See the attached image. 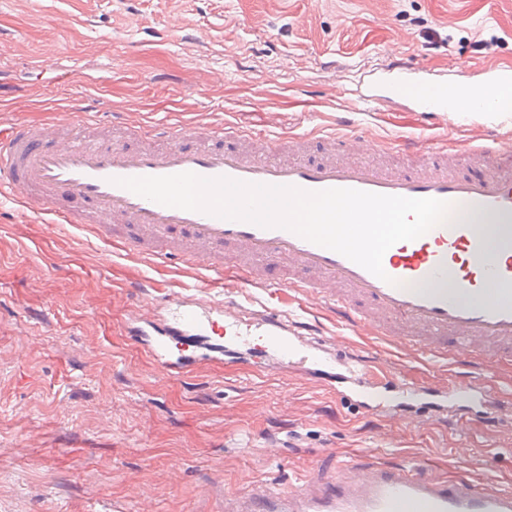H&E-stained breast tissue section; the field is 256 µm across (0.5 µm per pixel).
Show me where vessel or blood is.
Here are the masks:
<instances>
[{"label": "vessel or blood", "mask_w": 512, "mask_h": 512, "mask_svg": "<svg viewBox=\"0 0 512 512\" xmlns=\"http://www.w3.org/2000/svg\"><path fill=\"white\" fill-rule=\"evenodd\" d=\"M105 102L77 100L66 119L71 126L106 111ZM55 125L37 129L18 124L0 129V194L20 198L32 212L50 214L56 227H77L105 245L118 244L170 271L197 270L193 294L175 283L139 275L127 281L129 294L164 288V328L188 336L218 328L232 312L211 296V284L227 281L247 291L264 287L272 301L259 316L261 341L277 354L301 362L318 360L320 344L288 324L275 297L306 295L336 308L353 326L376 336H396L427 347L437 358L477 350L512 362V256L497 258L485 249L481 227L496 224L505 247H512V150L498 141L437 152L421 163L427 149L410 138L397 151L405 167L348 160L359 138L330 132L335 152L317 163L268 160L270 140L245 131V149L218 147L224 127H185L153 123L144 145L130 151L115 144L76 140L53 146ZM193 172L226 176L308 191L349 188L383 195L432 198L467 211L461 222H443L425 235L389 248L379 279L345 256L282 228L221 219L206 213L160 205L118 186L121 178ZM287 262L288 274L268 273ZM160 371H183V354L170 344L147 340ZM342 399L371 406V390L400 388L430 399L428 388L396 375L393 367L367 360L343 362ZM451 396L479 404L485 415L497 407L495 393L473 381L453 384ZM236 512H512V491L470 475L446 481L425 476L420 467L382 466L368 458L337 469L334 479L282 495L258 494Z\"/></svg>", "instance_id": "1"}]
</instances>
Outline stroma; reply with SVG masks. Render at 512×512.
Instances as JSON below:
<instances>
[{
	"mask_svg": "<svg viewBox=\"0 0 512 512\" xmlns=\"http://www.w3.org/2000/svg\"><path fill=\"white\" fill-rule=\"evenodd\" d=\"M399 56L408 70L387 73ZM509 64L512 0H0V128L101 99L122 125L101 112L85 133L130 149L154 122L227 125L308 137L312 162L342 113L367 163L401 162L374 153L377 139L465 145L494 128L512 143V114L448 112L429 126L421 99L393 90L489 86L491 68ZM124 267L160 275L0 196V512H136L139 489L154 512H224L253 489L285 493L369 455L447 478L462 458H489L480 477L512 488V367L445 362L295 295L279 311L323 343L345 337L347 356L428 384L476 379L495 391L498 418L358 408L332 391L330 368L237 344L243 324L204 341L221 365L199 356L172 378L121 320ZM92 275L102 288L90 299Z\"/></svg>",
	"mask_w": 512,
	"mask_h": 512,
	"instance_id": "obj_1",
	"label": "stroma"
}]
</instances>
